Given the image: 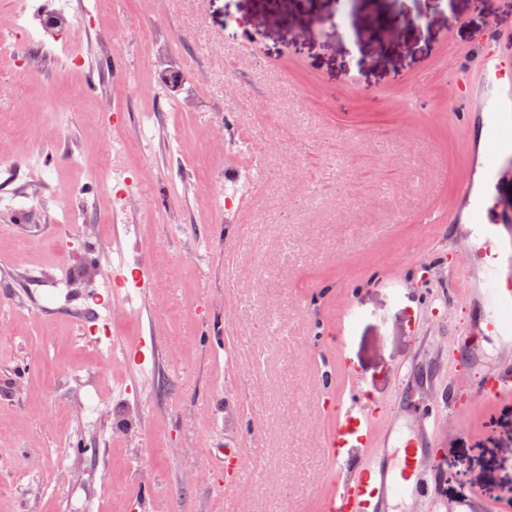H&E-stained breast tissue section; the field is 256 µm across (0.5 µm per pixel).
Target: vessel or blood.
Segmentation results:
<instances>
[{"instance_id":"1","label":"vessel or blood","mask_w":512,"mask_h":512,"mask_svg":"<svg viewBox=\"0 0 512 512\" xmlns=\"http://www.w3.org/2000/svg\"><path fill=\"white\" fill-rule=\"evenodd\" d=\"M512 43V31L489 25L480 38L476 55L483 76L464 82L452 106L459 121L472 132L473 142L482 149L486 177L497 181L512 173V56L503 52ZM512 223V208H493L485 200L472 204L471 224L477 232L476 259L494 258V275L471 299L472 306L486 321L493 341L512 344V235L505 227ZM156 271L144 259L135 266L108 265L101 286L123 293L122 304L113 306V318H121L130 310L143 308L156 290ZM124 363L138 366L140 373L154 372L157 366L156 339L148 335L125 345ZM336 428L328 434L326 447L334 462L346 468L349 475L334 487L324 512H392L396 498L421 489L425 484L427 436L417 435L401 444L403 456L393 462L388 444L372 448L368 445L371 409L363 392L353 390L336 399ZM367 464H360V457ZM208 460L238 462V480H246L253 468L239 448H210Z\"/></svg>"}]
</instances>
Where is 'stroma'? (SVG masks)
Wrapping results in <instances>:
<instances>
[{
    "mask_svg": "<svg viewBox=\"0 0 512 512\" xmlns=\"http://www.w3.org/2000/svg\"><path fill=\"white\" fill-rule=\"evenodd\" d=\"M394 3L397 40L352 43L321 27L337 0H119L89 21L84 72H67L39 45L29 73L0 61V141L29 155V131L39 126L50 143L18 178L37 206L21 220L0 212V479L40 475L0 491V512H76L86 496L98 512H121L144 493L149 512H323L331 482L344 478L323 452L335 424L317 388L327 364L340 372L337 393L356 379L380 405L371 443L392 426L396 406L406 430L428 429L429 448L466 469L461 483L429 474L426 489L395 512H456L512 484V393L462 412L445 396L512 362V348L467 317L483 270L466 262L470 225L448 221L467 173L466 135L448 110L457 82L448 53L471 52L489 23L512 30V0H364L353 30L377 27ZM231 15L247 29L228 24ZM300 28L313 38L294 41ZM117 38L141 86L105 78L88 93L85 71L108 65L106 46ZM179 69L197 86L175 111V94L149 88ZM229 71L265 114L226 95ZM422 81L427 96L413 97ZM22 89L64 113L67 133L57 134L48 114L23 110ZM105 99L125 115L116 131L124 139H138L144 114L152 116V152L130 158L147 196L128 202L133 226L119 239L90 222L75 232L72 255L49 253L42 243L57 201L90 197L69 165L93 163L101 151L85 125ZM178 131L194 144L180 165L168 150ZM251 166L267 176L255 203L226 218L211 212L197 169L220 177ZM117 243L165 280L147 302L157 321L120 323L127 341L158 338L159 386L146 397L121 391L133 368L102 371L76 343L82 302L43 305L27 277L69 272L83 287ZM442 253L456 254V264H437ZM95 390L104 401L93 431L82 427L81 408ZM251 442L255 482L223 494L205 448Z\"/></svg>",
    "mask_w": 512,
    "mask_h": 512,
    "instance_id": "35a3bbf8",
    "label": "stroma"
}]
</instances>
